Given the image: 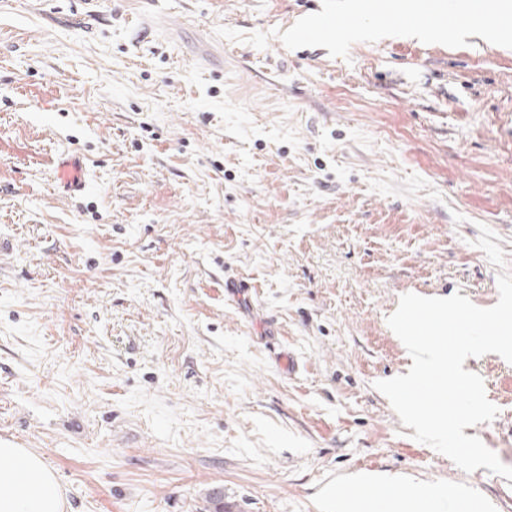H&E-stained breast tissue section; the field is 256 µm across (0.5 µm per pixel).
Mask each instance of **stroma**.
Here are the masks:
<instances>
[{
  "label": "stroma",
  "mask_w": 512,
  "mask_h": 512,
  "mask_svg": "<svg viewBox=\"0 0 512 512\" xmlns=\"http://www.w3.org/2000/svg\"><path fill=\"white\" fill-rule=\"evenodd\" d=\"M321 5L0 0V440L63 512H336L368 481L512 512L374 387L412 364L401 295L512 272V49H287ZM466 365L498 414L464 433L512 466V364ZM81 174L82 162L77 157L61 159L54 168L55 179L71 192L83 190L84 183Z\"/></svg>",
  "instance_id": "35a3bbf8"
}]
</instances>
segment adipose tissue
<instances>
[{
	"label": "adipose tissue",
	"instance_id": "obj_1",
	"mask_svg": "<svg viewBox=\"0 0 512 512\" xmlns=\"http://www.w3.org/2000/svg\"><path fill=\"white\" fill-rule=\"evenodd\" d=\"M56 475L39 454L0 442V512H63Z\"/></svg>",
	"mask_w": 512,
	"mask_h": 512
}]
</instances>
